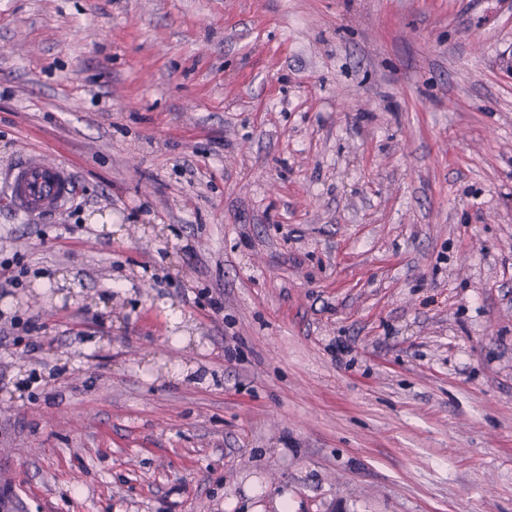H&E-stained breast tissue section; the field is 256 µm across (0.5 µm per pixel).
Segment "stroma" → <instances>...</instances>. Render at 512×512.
Segmentation results:
<instances>
[{
	"instance_id": "obj_1",
	"label": "stroma",
	"mask_w": 512,
	"mask_h": 512,
	"mask_svg": "<svg viewBox=\"0 0 512 512\" xmlns=\"http://www.w3.org/2000/svg\"><path fill=\"white\" fill-rule=\"evenodd\" d=\"M510 58L512 0H0V171L75 177L0 187L17 512H512ZM6 181L14 206L26 214L63 208L73 185L68 166L52 161L40 152L20 155L9 167Z\"/></svg>"
}]
</instances>
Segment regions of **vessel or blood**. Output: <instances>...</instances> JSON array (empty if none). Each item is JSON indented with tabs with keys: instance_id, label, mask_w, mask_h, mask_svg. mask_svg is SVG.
<instances>
[{
	"instance_id": "vessel-or-blood-1",
	"label": "vessel or blood",
	"mask_w": 512,
	"mask_h": 512,
	"mask_svg": "<svg viewBox=\"0 0 512 512\" xmlns=\"http://www.w3.org/2000/svg\"><path fill=\"white\" fill-rule=\"evenodd\" d=\"M6 181L14 206L26 214L63 208L71 196L73 185L68 166L39 152L20 155L10 166Z\"/></svg>"
}]
</instances>
